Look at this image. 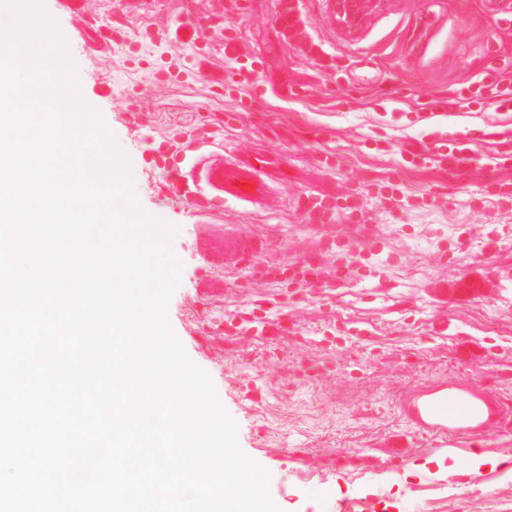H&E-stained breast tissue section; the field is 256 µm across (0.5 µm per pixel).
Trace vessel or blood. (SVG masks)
I'll return each mask as SVG.
<instances>
[{"label": "vessel or blood", "instance_id": "b4317fda", "mask_svg": "<svg viewBox=\"0 0 512 512\" xmlns=\"http://www.w3.org/2000/svg\"><path fill=\"white\" fill-rule=\"evenodd\" d=\"M268 165V159L262 156L232 164L220 156L207 158L199 172L180 180L176 190L191 202L204 184L219 198L257 204L270 189ZM231 249L236 263L242 265L251 262L262 247L252 237L240 234L232 240ZM399 411L408 424L443 445L453 438L475 440L512 422V400L467 381L414 388L401 398Z\"/></svg>", "mask_w": 512, "mask_h": 512}]
</instances>
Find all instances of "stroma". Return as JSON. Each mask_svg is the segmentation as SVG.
I'll use <instances>...</instances> for the list:
<instances>
[{
	"label": "stroma",
	"instance_id": "stroma-1",
	"mask_svg": "<svg viewBox=\"0 0 512 512\" xmlns=\"http://www.w3.org/2000/svg\"><path fill=\"white\" fill-rule=\"evenodd\" d=\"M43 3L142 208L178 229L170 325L210 375L241 449L270 472L281 512H512V474L466 469L478 451L512 454V424L437 448L398 409L405 392L438 381L512 397V210L488 196L512 178V116L419 108L512 57V0H384L355 34L336 25L332 0H304L337 77L282 42L277 0H241L233 22L259 61L242 93L224 90L223 38L186 36L201 0H86L79 15L65 0ZM476 126L501 129L475 144L485 165H408L410 151ZM174 133L191 160L273 159L269 202L212 200L202 213L179 198L175 174L149 164ZM346 195L372 216L367 228L308 219L314 198ZM239 233L265 241L263 261L319 263L334 237L367 264L302 290L269 284L225 260V236ZM474 272L496 275L497 288L458 294ZM256 307L287 338L225 334L226 319Z\"/></svg>",
	"mask_w": 512,
	"mask_h": 512
}]
</instances>
